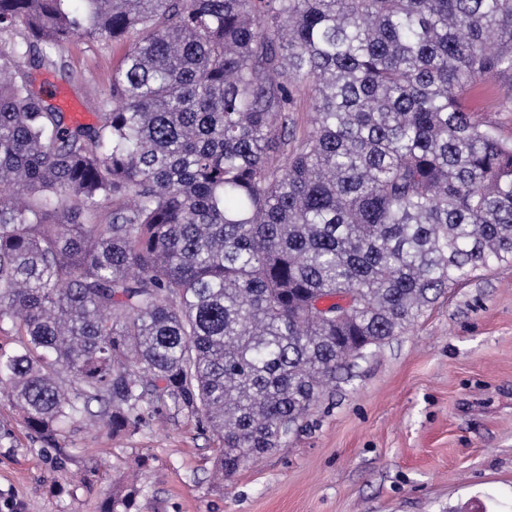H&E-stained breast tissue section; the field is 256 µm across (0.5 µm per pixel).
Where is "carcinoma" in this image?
Instances as JSON below:
<instances>
[{
    "instance_id": "cac0c4a2",
    "label": "carcinoma",
    "mask_w": 512,
    "mask_h": 512,
    "mask_svg": "<svg viewBox=\"0 0 512 512\" xmlns=\"http://www.w3.org/2000/svg\"><path fill=\"white\" fill-rule=\"evenodd\" d=\"M71 2L0 0V385L45 439L171 407L230 478L512 264V141L468 105L512 83V0ZM97 37L123 55L80 124L30 71Z\"/></svg>"
}]
</instances>
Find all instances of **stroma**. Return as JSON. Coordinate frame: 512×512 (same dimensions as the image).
<instances>
[{
  "mask_svg": "<svg viewBox=\"0 0 512 512\" xmlns=\"http://www.w3.org/2000/svg\"><path fill=\"white\" fill-rule=\"evenodd\" d=\"M122 51L77 39L35 87L62 89L83 122ZM217 440L171 410L137 433L67 426L58 445L0 392V512H103L140 458L131 512H512V264L448 289L403 334L349 362L280 448L214 477Z\"/></svg>",
  "mask_w": 512,
  "mask_h": 512,
  "instance_id": "stroma-1",
  "label": "stroma"
}]
</instances>
